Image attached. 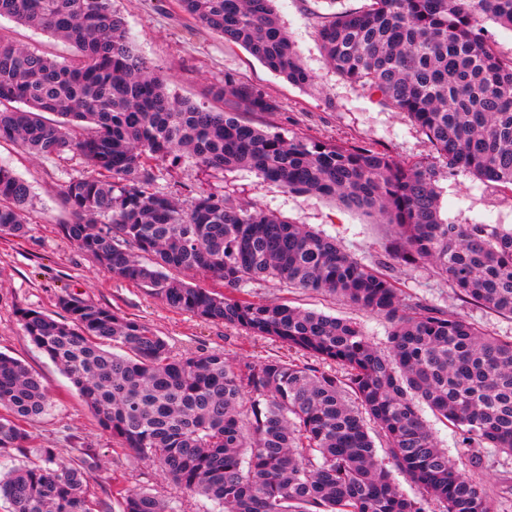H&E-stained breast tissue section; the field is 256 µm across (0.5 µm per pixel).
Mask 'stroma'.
<instances>
[{
    "label": "stroma",
    "mask_w": 512,
    "mask_h": 512,
    "mask_svg": "<svg viewBox=\"0 0 512 512\" xmlns=\"http://www.w3.org/2000/svg\"><path fill=\"white\" fill-rule=\"evenodd\" d=\"M330 7L326 0H277L279 21L314 77L312 85L298 87L270 71L243 47L225 42L195 22L179 0H112V8L124 17L137 51L159 71L171 93L211 103L212 92L223 84L225 72H233L261 88L278 105L274 112L246 113V120L255 126L287 139L368 142L400 160L436 163L443 220L512 227V189L439 164L426 136L406 114L379 104L326 66L317 29ZM0 32L30 50L60 60L71 54L68 45L7 18H0ZM0 164L13 169L31 188L26 234L0 233V353L19 360L52 399L48 414L23 424L29 435L25 459H37L43 448L54 449L64 461L91 449L94 463L88 493L95 512H114L112 492L118 483L176 501L178 512H205L203 497L179 492L160 468L136 459L101 430L77 389L25 335L18 311L32 308L59 315L57 297L67 292L141 321L162 336L177 355L220 351L230 360L264 358L286 355V348L170 307L147 289L113 276L67 238L61 227L70 223L71 215L62 203L61 185L69 177L94 174L79 155L68 152L40 158L19 144L2 142ZM151 166V191L173 197L183 208H191L200 197L218 194L232 205L258 207L292 223L308 225L335 239L364 263L389 260L392 228L366 210L288 191L246 169L205 170L185 156L158 159ZM394 275L408 294L443 309H456L492 335H512V318L458 300L450 282L438 277L430 264H398ZM248 290L257 300H286L305 310L354 319L378 347L387 344L389 326L383 319L328 295L271 279L254 282ZM422 416L449 459L483 488L493 512H512V456L488 448L480 457H472L457 429L436 418L430 409H423Z\"/></svg>",
    "instance_id": "35a3bbf8"
}]
</instances>
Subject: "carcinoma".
<instances>
[{"mask_svg":"<svg viewBox=\"0 0 512 512\" xmlns=\"http://www.w3.org/2000/svg\"><path fill=\"white\" fill-rule=\"evenodd\" d=\"M183 11L272 72L306 87L313 76L279 24L275 0H180ZM74 49L63 61L0 35V140L36 156L76 153L98 173L61 185L66 236L113 275L169 306L313 359L228 361L222 352L172 355L150 327L71 294L65 317L22 308L26 336L68 377L99 426L156 465L212 512H492L482 487L439 448L419 403L456 426L473 455L512 456V336H492L457 312L407 295L387 271L335 240L224 196L185 210L150 190L151 159L180 154L210 170L246 168L300 193L367 209L393 228L390 257L427 262L465 301L512 317V228L449 224L437 171L371 144L293 138L242 112H274L263 90L233 73L215 111L169 93L137 52L112 0H0V18ZM512 28V0H367L318 28L326 63L382 105L409 116L450 169L512 186V56L484 23ZM55 114L52 123L44 114ZM29 185L0 165V233H25ZM192 270L225 291L192 286ZM276 279L339 298L390 325L382 350L351 319L250 298ZM332 361L341 373L317 362ZM51 400L17 360L0 355V458L26 448L21 422ZM384 441L379 457L366 420ZM0 471L11 512H93L88 458ZM420 490L409 497L391 470ZM119 512H175L152 493L122 489Z\"/></svg>","mask_w":512,"mask_h":512,"instance_id":"cac0c4a2","label":"carcinoma"}]
</instances>
